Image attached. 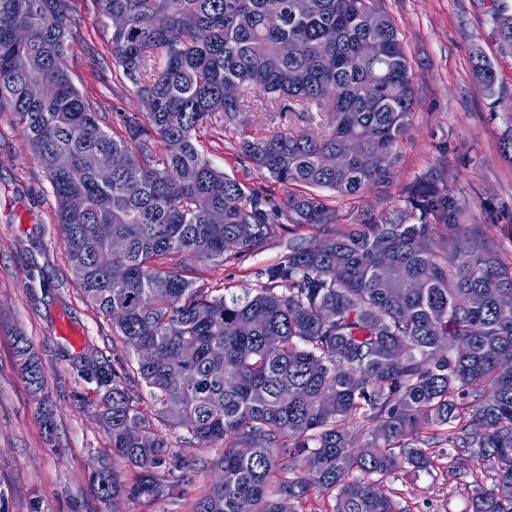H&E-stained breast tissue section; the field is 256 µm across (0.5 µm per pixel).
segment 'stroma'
I'll use <instances>...</instances> for the list:
<instances>
[{"label": "stroma", "mask_w": 512, "mask_h": 512, "mask_svg": "<svg viewBox=\"0 0 512 512\" xmlns=\"http://www.w3.org/2000/svg\"><path fill=\"white\" fill-rule=\"evenodd\" d=\"M395 23L415 76L409 132L389 182L355 198L330 199L335 223L300 229L314 242L356 224H374L405 209L410 190L434 180L457 209L455 231H441L438 250L454 237L476 241L485 251L512 261V156L503 139L512 130V49L498 37L493 11L512 0H380ZM76 21L68 68L76 86L96 102L102 123L119 112H137L139 99L112 82L110 22L93 0H68ZM484 54L498 80L488 96L472 71ZM297 114L280 116L258 108L243 119L210 124L201 134L213 166L241 183L264 188L270 208L282 212L287 186L242 157L243 135L306 129ZM288 237L268 239L263 252L201 268L204 283L254 288L256 272L275 261ZM26 339L45 377L34 391L15 357ZM112 329L85 301L66 258L63 229L47 174L13 112L0 111V486L10 492V512H192V505L220 472V452L190 443L180 427L162 425L188 481L181 492L155 498L120 493L103 497L90 479L98 461L111 463L122 485L135 469L113 459L105 427L97 418L99 395L81 367L111 364ZM430 471L405 468L383 485L403 512H471V487L448 471V446L430 450Z\"/></svg>", "instance_id": "35a3bbf8"}]
</instances>
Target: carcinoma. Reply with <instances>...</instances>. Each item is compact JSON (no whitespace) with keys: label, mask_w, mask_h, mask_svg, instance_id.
<instances>
[{"label":"carcinoma","mask_w":512,"mask_h":512,"mask_svg":"<svg viewBox=\"0 0 512 512\" xmlns=\"http://www.w3.org/2000/svg\"><path fill=\"white\" fill-rule=\"evenodd\" d=\"M94 2L122 21L112 28L113 79L144 111L117 113V131L100 124L67 66V0H0V108L51 159L69 265L128 353L93 378L112 454L142 471L133 491L155 497L160 478L169 491L184 481L163 422L200 448H224L221 477L192 512H297L312 490L333 499L332 512H401L383 476L428 469L427 448L444 441L457 478L474 483L472 512H512V307L501 304L512 264L461 240L451 253L436 248V226L451 228L455 209L430 179L383 223L314 246L294 228L333 224L335 209L298 191L278 224L264 192L200 150L204 124L256 101L311 121L317 111L328 130L246 135L241 152L286 186L347 197L387 182L414 84L390 16L376 0ZM495 22L512 41V14ZM369 40L380 56L364 54ZM472 70L495 91L489 61L475 56ZM352 143L358 152L343 165H324ZM107 155L125 165L103 181ZM277 229L291 237L258 271L260 287L202 283L199 265L256 254ZM458 340L466 353L453 350ZM16 356L42 388L30 347ZM92 477L115 494L107 468Z\"/></svg>","instance_id":"obj_1"}]
</instances>
